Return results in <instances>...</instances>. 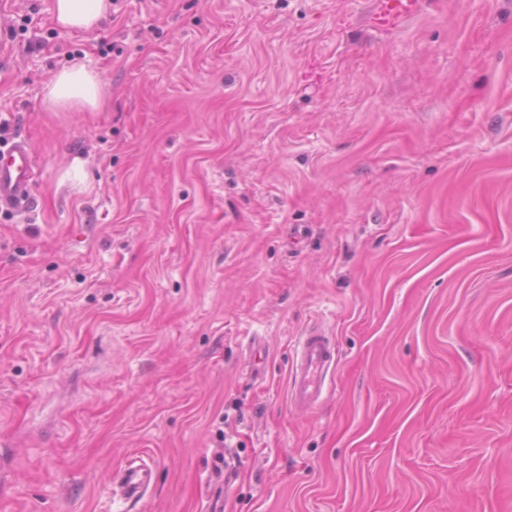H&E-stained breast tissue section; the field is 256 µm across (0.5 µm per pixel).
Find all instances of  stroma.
Returning <instances> with one entry per match:
<instances>
[{
  "instance_id": "obj_1",
  "label": "stroma",
  "mask_w": 512,
  "mask_h": 512,
  "mask_svg": "<svg viewBox=\"0 0 512 512\" xmlns=\"http://www.w3.org/2000/svg\"><path fill=\"white\" fill-rule=\"evenodd\" d=\"M371 3L114 0L65 33L0 0L37 201L0 211V512H512V0L392 31ZM73 65L96 107L45 102ZM298 349V362L290 372L288 398L294 408L308 410L329 393L336 358L334 337L313 327L301 336ZM129 464L117 477L121 495L127 500H135L144 496L151 484V471L142 465L133 467Z\"/></svg>"
}]
</instances>
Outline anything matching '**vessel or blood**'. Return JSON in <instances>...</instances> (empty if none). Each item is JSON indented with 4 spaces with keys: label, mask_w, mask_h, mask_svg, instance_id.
<instances>
[{
    "label": "vessel or blood",
    "mask_w": 512,
    "mask_h": 512,
    "mask_svg": "<svg viewBox=\"0 0 512 512\" xmlns=\"http://www.w3.org/2000/svg\"><path fill=\"white\" fill-rule=\"evenodd\" d=\"M422 0H374L369 14L371 26L393 30L416 16ZM33 182V155L27 140L13 142L0 149V209L29 212L36 206L30 192ZM298 362L290 372L288 398L297 409L308 410L321 403L329 393V378L335 366V342L324 330L308 329L298 344ZM152 474L142 465L129 466L120 472L117 484L128 500L144 496Z\"/></svg>",
    "instance_id": "vessel-or-blood-1"
}]
</instances>
